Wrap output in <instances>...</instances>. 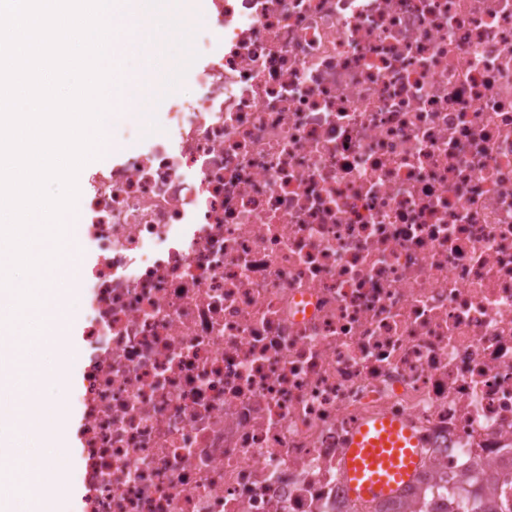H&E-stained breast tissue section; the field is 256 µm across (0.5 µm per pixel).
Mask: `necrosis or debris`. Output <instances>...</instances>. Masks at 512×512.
<instances>
[{
	"instance_id": "obj_1",
	"label": "necrosis or debris",
	"mask_w": 512,
	"mask_h": 512,
	"mask_svg": "<svg viewBox=\"0 0 512 512\" xmlns=\"http://www.w3.org/2000/svg\"><path fill=\"white\" fill-rule=\"evenodd\" d=\"M158 139L84 173V512H352L388 414L433 512L512 497V0H207ZM418 441L401 420L377 417L352 436L342 463L351 498L371 503L395 495L419 465ZM466 499L458 506L462 512H512V509L503 510L495 499L483 498L476 487L463 488Z\"/></svg>"
}]
</instances>
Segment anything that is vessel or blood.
Masks as SVG:
<instances>
[{
  "label": "vessel or blood",
  "instance_id": "obj_1",
  "mask_svg": "<svg viewBox=\"0 0 512 512\" xmlns=\"http://www.w3.org/2000/svg\"><path fill=\"white\" fill-rule=\"evenodd\" d=\"M418 441L401 420L382 416L363 423L342 463L351 498L371 503L395 495L419 465Z\"/></svg>",
  "mask_w": 512,
  "mask_h": 512
}]
</instances>
